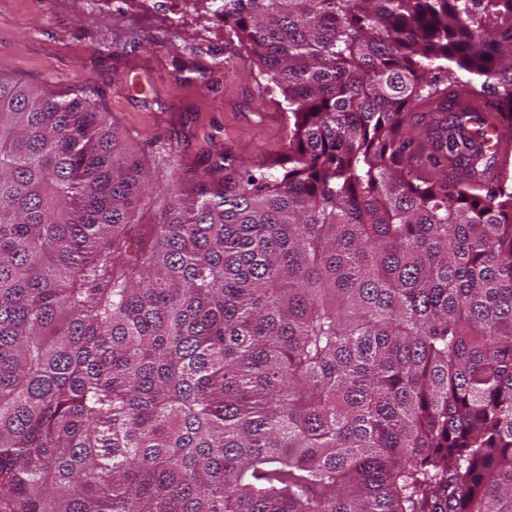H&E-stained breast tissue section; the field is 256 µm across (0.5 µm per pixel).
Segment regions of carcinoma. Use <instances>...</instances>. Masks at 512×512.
<instances>
[{
  "label": "carcinoma",
  "instance_id": "cac0c4a2",
  "mask_svg": "<svg viewBox=\"0 0 512 512\" xmlns=\"http://www.w3.org/2000/svg\"><path fill=\"white\" fill-rule=\"evenodd\" d=\"M209 4L283 159L0 78V512H512V0Z\"/></svg>",
  "mask_w": 512,
  "mask_h": 512
}]
</instances>
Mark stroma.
I'll return each instance as SVG.
<instances>
[{"label": "stroma", "instance_id": "stroma-1", "mask_svg": "<svg viewBox=\"0 0 512 512\" xmlns=\"http://www.w3.org/2000/svg\"><path fill=\"white\" fill-rule=\"evenodd\" d=\"M245 54L203 0H0V75L87 92L160 181L285 152L279 96Z\"/></svg>", "mask_w": 512, "mask_h": 512}]
</instances>
